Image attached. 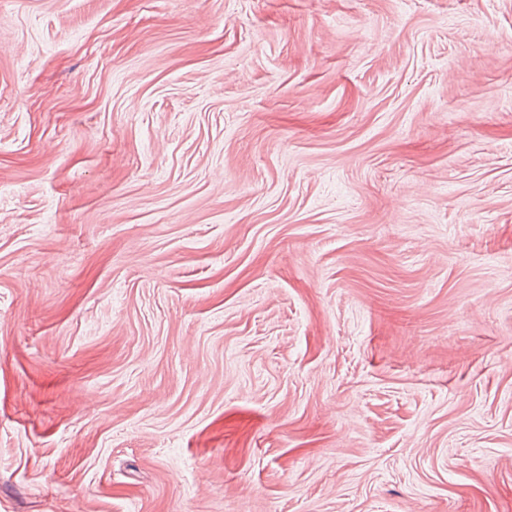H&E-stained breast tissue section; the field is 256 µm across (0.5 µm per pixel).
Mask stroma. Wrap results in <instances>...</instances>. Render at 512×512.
<instances>
[{"instance_id":"1","label":"stroma","mask_w":512,"mask_h":512,"mask_svg":"<svg viewBox=\"0 0 512 512\" xmlns=\"http://www.w3.org/2000/svg\"><path fill=\"white\" fill-rule=\"evenodd\" d=\"M0 512H512V0H0Z\"/></svg>"}]
</instances>
